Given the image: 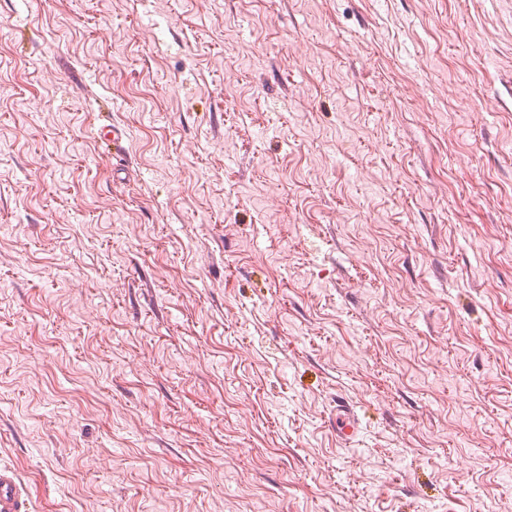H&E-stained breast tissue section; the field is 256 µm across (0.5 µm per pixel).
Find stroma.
<instances>
[{"mask_svg": "<svg viewBox=\"0 0 512 512\" xmlns=\"http://www.w3.org/2000/svg\"><path fill=\"white\" fill-rule=\"evenodd\" d=\"M511 459L512 0H0L34 512H512ZM94 138L100 141L106 151L117 150L125 136V130L117 125H105L95 127L92 132Z\"/></svg>", "mask_w": 512, "mask_h": 512, "instance_id": "stroma-1", "label": "stroma"}]
</instances>
